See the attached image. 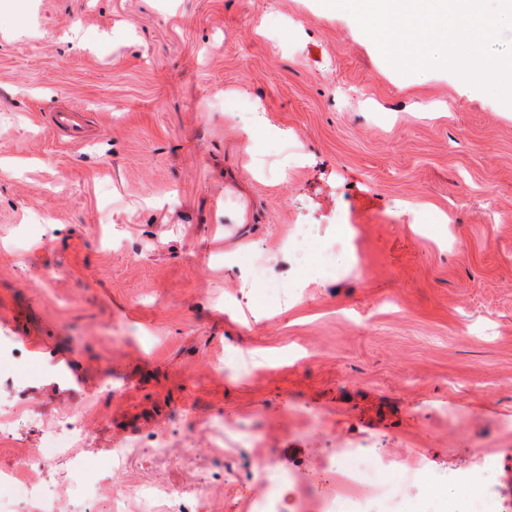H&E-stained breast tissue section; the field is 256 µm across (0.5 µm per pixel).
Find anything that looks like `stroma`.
<instances>
[{"instance_id": "35a3bbf8", "label": "stroma", "mask_w": 512, "mask_h": 512, "mask_svg": "<svg viewBox=\"0 0 512 512\" xmlns=\"http://www.w3.org/2000/svg\"><path fill=\"white\" fill-rule=\"evenodd\" d=\"M70 105L79 142L49 122ZM298 224L351 262L270 263ZM0 336L28 357L0 359V401L31 415L0 467L58 412L89 429L87 476L44 469L69 512L203 475L197 512H252L267 454L288 512H316L349 444L402 512L433 507L410 461L484 453L512 512V112L437 68L409 84L319 0H0Z\"/></svg>"}]
</instances>
